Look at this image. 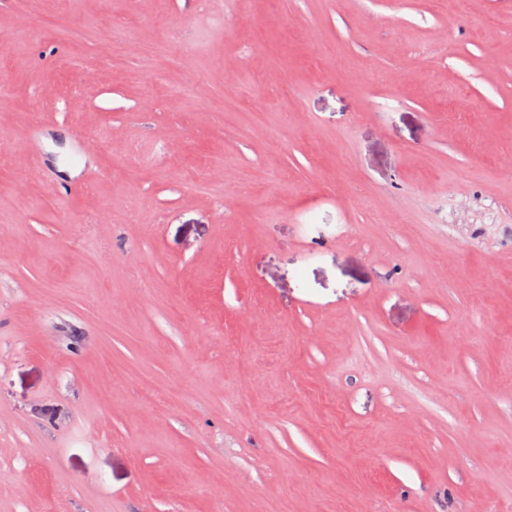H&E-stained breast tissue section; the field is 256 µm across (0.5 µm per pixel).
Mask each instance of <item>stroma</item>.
<instances>
[{"label": "stroma", "instance_id": "35a3bbf8", "mask_svg": "<svg viewBox=\"0 0 512 512\" xmlns=\"http://www.w3.org/2000/svg\"><path fill=\"white\" fill-rule=\"evenodd\" d=\"M0 77V512H512V0H0Z\"/></svg>", "mask_w": 512, "mask_h": 512}]
</instances>
